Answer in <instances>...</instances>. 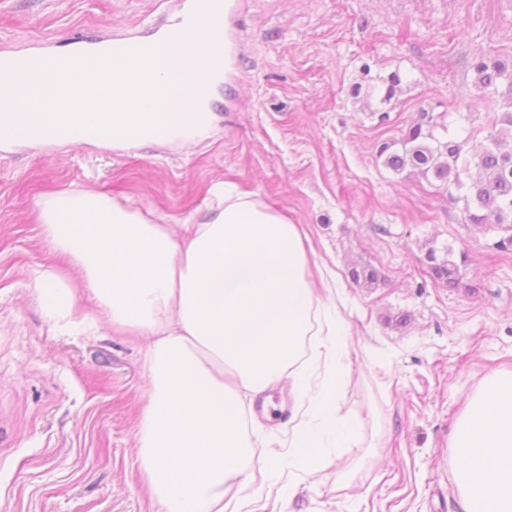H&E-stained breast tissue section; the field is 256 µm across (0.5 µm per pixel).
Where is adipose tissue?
I'll use <instances>...</instances> for the list:
<instances>
[{
	"label": "adipose tissue",
	"instance_id": "adipose-tissue-1",
	"mask_svg": "<svg viewBox=\"0 0 512 512\" xmlns=\"http://www.w3.org/2000/svg\"><path fill=\"white\" fill-rule=\"evenodd\" d=\"M40 210L47 243L79 274L73 282L34 270L41 300L64 295L59 315L77 323L83 289L108 325L148 341L138 437L160 512H225L228 491L252 480L245 398L287 376L303 385L313 361L334 371L293 413V448L313 455L330 436L340 448L356 442L360 422L341 409L344 325L316 288L317 257L301 225L232 192L207 221L181 226L83 190ZM450 446L464 512H512V371L491 375L468 400Z\"/></svg>",
	"mask_w": 512,
	"mask_h": 512
}]
</instances>
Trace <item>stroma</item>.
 <instances>
[{
    "mask_svg": "<svg viewBox=\"0 0 512 512\" xmlns=\"http://www.w3.org/2000/svg\"><path fill=\"white\" fill-rule=\"evenodd\" d=\"M176 10L175 0H0V46L137 36ZM237 22L233 107L195 145L0 148V512L160 510L137 437L146 344L107 327L67 332L38 297L32 269H69L44 237L41 202L82 189L159 224H196L224 187L302 225L339 275L344 409L362 422L355 447L327 446L301 467L288 425L298 396L283 386L255 400L240 512H463L449 435L485 380L512 371V250L466 223L445 186L392 172L377 151L431 120L486 139L512 81L485 94L472 57L512 71V0H242ZM393 72L402 83L387 100ZM431 247L466 253L459 288L432 279ZM356 262L377 270L376 285L350 280Z\"/></svg>",
    "mask_w": 512,
    "mask_h": 512,
    "instance_id": "stroma-1",
    "label": "stroma"
}]
</instances>
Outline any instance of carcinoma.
<instances>
[{"label": "carcinoma", "instance_id": "obj_1", "mask_svg": "<svg viewBox=\"0 0 512 512\" xmlns=\"http://www.w3.org/2000/svg\"><path fill=\"white\" fill-rule=\"evenodd\" d=\"M480 89L497 90L500 80L508 76L505 65L487 63L484 52L473 59ZM441 129L443 134L436 135ZM512 113L502 116L501 126L494 128L486 140L471 141V133L458 135L449 132L444 124L412 125L397 142H384L378 156L396 174L409 172L432 178L448 188L452 200L464 204V220L485 229H499L503 236L496 242L500 249L512 247ZM458 196H453V192ZM433 279L450 288L459 287V265L453 250L444 254L431 247L426 252ZM350 279L366 286L378 283L375 269L364 263H354L348 270Z\"/></svg>", "mask_w": 512, "mask_h": 512}]
</instances>
